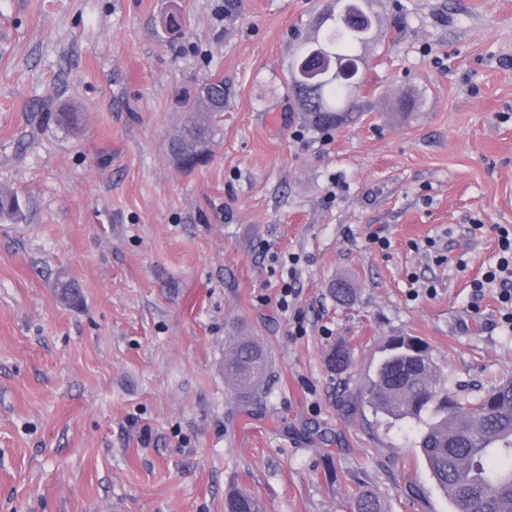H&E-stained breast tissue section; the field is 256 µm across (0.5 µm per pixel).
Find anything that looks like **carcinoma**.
<instances>
[{
    "label": "carcinoma",
    "mask_w": 512,
    "mask_h": 512,
    "mask_svg": "<svg viewBox=\"0 0 512 512\" xmlns=\"http://www.w3.org/2000/svg\"><path fill=\"white\" fill-rule=\"evenodd\" d=\"M374 35L364 28H345L336 19L316 23L314 33L301 40L303 52L317 44L345 67L366 65V50ZM288 90L315 128H334L351 118L358 91L349 80L334 76L324 83L318 100L296 95L297 75L288 70ZM208 97L176 93L183 125L169 142L174 161L185 169L206 162L224 112V81L204 83ZM23 209L18 195L0 188V220L18 221ZM330 367L343 373L351 359L338 345ZM269 360L254 340H240L225 353L224 376L237 389L252 393L269 374ZM367 402L377 412L395 419H422L432 413L419 441L437 485L448 497L451 512H512V379L487 388L475 400L452 397L441 386L429 346L415 336L390 341L375 374L370 378ZM224 512H261L258 501L245 492H234L224 502ZM354 512H387L378 495L363 484L354 497Z\"/></svg>",
    "instance_id": "obj_1"
}]
</instances>
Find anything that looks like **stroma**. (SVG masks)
Listing matches in <instances>:
<instances>
[{
	"instance_id": "1",
	"label": "stroma",
	"mask_w": 512,
	"mask_h": 512,
	"mask_svg": "<svg viewBox=\"0 0 512 512\" xmlns=\"http://www.w3.org/2000/svg\"><path fill=\"white\" fill-rule=\"evenodd\" d=\"M329 4L0 0V185L24 210L0 222V512H224L234 490L353 512L356 478L388 512H450L422 423L365 391L396 336L460 397L512 377L500 286L473 287L512 226V0H376L353 118L320 130L286 80ZM211 78L219 134L186 171L173 94ZM67 108L77 128L38 121ZM241 338L272 372L249 401L224 378Z\"/></svg>"
}]
</instances>
